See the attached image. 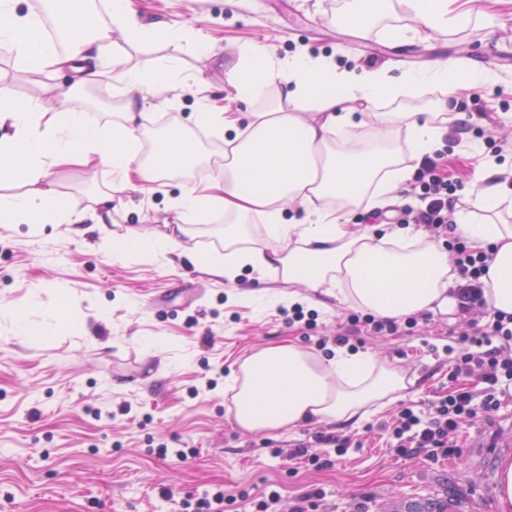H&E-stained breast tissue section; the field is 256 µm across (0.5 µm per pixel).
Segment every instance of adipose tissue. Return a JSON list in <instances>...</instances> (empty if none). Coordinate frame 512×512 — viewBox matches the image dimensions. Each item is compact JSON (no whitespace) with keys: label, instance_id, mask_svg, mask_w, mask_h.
Here are the masks:
<instances>
[{"label":"adipose tissue","instance_id":"ef3b65f1","mask_svg":"<svg viewBox=\"0 0 512 512\" xmlns=\"http://www.w3.org/2000/svg\"><path fill=\"white\" fill-rule=\"evenodd\" d=\"M413 25L391 29L394 40L426 41L432 32L457 30L471 13L460 0H402ZM58 27L68 38L59 51L42 32L38 15L23 13L18 0H0V45L18 59H32L50 72L70 71L76 84L111 76L124 99L122 119L92 121L80 99L45 120L39 105L18 102L0 89V182L26 186L23 194L0 195V224H28L42 232L48 224L104 227L113 223L123 198L140 183H156L197 169L202 155L196 140L181 128L158 136L150 153L142 151L139 106L152 91L172 85L176 59L150 70L127 67L112 41L120 32L128 42L155 38L132 7V0H106V25L72 0H53ZM228 81L259 98L270 85H282L287 108L265 112L193 113L202 130L224 133V173L201 191L175 203L172 234L128 230L107 243L114 259L133 252L167 255L180 247L188 225L224 216V250L206 258L213 278L236 284L244 267L261 278L301 285L315 294L385 320L455 308L458 280L447 247L405 224L380 234L351 221L354 208L382 209L409 182L425 157L441 144L449 119L440 112H379L383 100L412 94L432 84L452 94L460 85L485 83V73L462 60L438 62L397 76L385 69L342 68L308 54L285 60L243 47L227 69ZM374 126L373 147L335 146L347 130ZM63 166H102L112 171L107 191L88 209L71 208L48 176ZM500 168L488 164L487 185L473 188L452 215L453 235L487 254L483 278L488 309L512 315V187ZM303 206L302 218L284 219L288 203ZM267 220L263 240L247 233L250 217ZM414 381L405 370L371 350L337 347L324 356L295 341L258 349L232 372L229 413L252 433H273L307 423L354 428L407 394Z\"/></svg>","mask_w":512,"mask_h":512}]
</instances>
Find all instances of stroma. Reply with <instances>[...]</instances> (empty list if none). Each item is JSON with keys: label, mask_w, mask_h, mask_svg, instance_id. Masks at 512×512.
Instances as JSON below:
<instances>
[{"label": "stroma", "mask_w": 512, "mask_h": 512, "mask_svg": "<svg viewBox=\"0 0 512 512\" xmlns=\"http://www.w3.org/2000/svg\"><path fill=\"white\" fill-rule=\"evenodd\" d=\"M143 22L189 28L199 41H118L128 65L151 69L177 57L182 75L195 84L148 96L144 144L162 134V117L177 112L191 129V113L264 111L278 103L277 86L254 102L241 99L226 70L243 45L255 44L285 60L298 54L327 56L342 67L390 68L392 74L437 61L465 60L489 71L490 85L457 90L448 109L477 113L483 137L449 129L440 148L450 171L471 184L483 162L512 168V0H474L493 14V24L473 20L465 30L435 33L424 42L393 43L384 27L370 24L352 37L346 23L325 20L324 0H133ZM69 72L49 75L16 61L0 47V87L20 102L64 111L62 89ZM85 110L100 124L120 120L123 99L111 77L78 91ZM51 179L77 210L91 204L112 180L109 169L59 167ZM202 181L178 176L133 193L115 232L165 231L175 199ZM223 215L193 224L184 250L205 258L223 250ZM281 282L257 280L243 269L237 286L216 281L171 256L131 254L113 262L97 226L83 234L70 225L33 233L26 224L0 225V308L19 310L40 322L60 299L69 312L55 334L15 336L0 326V512H173L178 500L223 487L224 512H240L237 495L259 503L278 490L288 512L305 492L319 488L317 512H379L387 502L451 500L456 512H498L496 462L512 454V402L491 422L463 424L461 456L433 462L403 459L386 448L377 431L358 427L362 445L318 469L285 466L273 449L302 438L303 428L275 435L240 430L229 414L224 390L240 360L254 349L292 339L316 350L317 338L333 337L347 310L334 299L313 296L305 309L318 312L315 337L286 324L273 307L259 311L255 293L283 291ZM453 314L433 316L409 334L372 336L364 346L416 380L410 400L428 399L448 384ZM212 388L192 395L201 377ZM192 448L194 459L159 454L161 446ZM172 498H164L163 490Z\"/></svg>", "instance_id": "obj_1"}]
</instances>
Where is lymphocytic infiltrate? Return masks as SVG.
I'll use <instances>...</instances> for the list:
<instances>
[{"label":"lymphocytic infiltrate","instance_id":"1","mask_svg":"<svg viewBox=\"0 0 512 512\" xmlns=\"http://www.w3.org/2000/svg\"><path fill=\"white\" fill-rule=\"evenodd\" d=\"M461 187V182L443 173L436 158L425 157L413 185L421 206L398 210L396 223L423 225L436 240L447 237ZM448 249L459 276L455 296L461 325L450 359L451 386L447 394L436 398L400 403L393 417L381 424L388 447L399 457L422 456L432 461L457 454L463 424L490 420L502 404L512 401V315L486 307L482 282L487 273L486 255L474 254L458 239ZM417 324L414 316L400 323L353 313L333 341L344 346L366 336L398 335ZM356 445L351 436L318 431L294 441L287 458L324 467L330 465L332 456L344 455Z\"/></svg>","mask_w":512,"mask_h":512}]
</instances>
